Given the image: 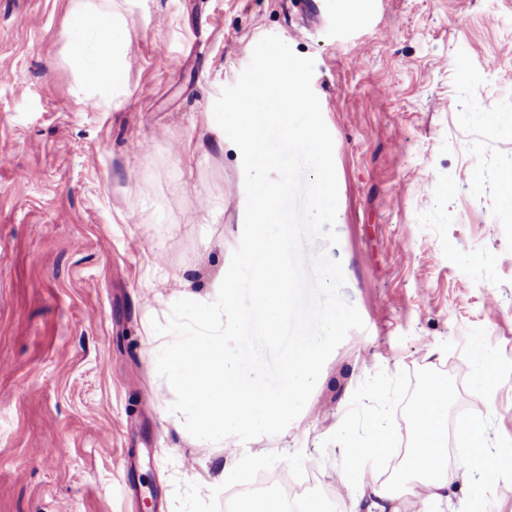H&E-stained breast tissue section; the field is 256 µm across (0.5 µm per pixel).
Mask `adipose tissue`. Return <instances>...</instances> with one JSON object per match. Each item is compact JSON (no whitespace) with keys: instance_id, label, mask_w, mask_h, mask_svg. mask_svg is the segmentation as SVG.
<instances>
[{"instance_id":"ef3b65f1","label":"adipose tissue","mask_w":512,"mask_h":512,"mask_svg":"<svg viewBox=\"0 0 512 512\" xmlns=\"http://www.w3.org/2000/svg\"><path fill=\"white\" fill-rule=\"evenodd\" d=\"M70 22L69 49L81 69L80 94L111 99L125 86L120 58L128 33L125 18L113 11L112 0H74ZM418 417L429 443L413 449L406 470L414 492L432 503L448 496V451L439 444L448 432L444 391L435 392Z\"/></svg>"}]
</instances>
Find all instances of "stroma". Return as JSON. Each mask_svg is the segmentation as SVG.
I'll return each mask as SVG.
<instances>
[{"mask_svg":"<svg viewBox=\"0 0 512 512\" xmlns=\"http://www.w3.org/2000/svg\"><path fill=\"white\" fill-rule=\"evenodd\" d=\"M367 3L114 0L128 92L86 106L72 0H0V512H225L240 468L276 475L259 500L316 469L315 512H365L349 475L404 478L420 381L448 392L433 512H512V0ZM268 35L313 59L336 142L339 243L305 262L341 261L364 326L282 433L227 447L171 412L152 325L212 300L240 242L242 160L207 115Z\"/></svg>","mask_w":512,"mask_h":512,"instance_id":"1","label":"stroma"}]
</instances>
